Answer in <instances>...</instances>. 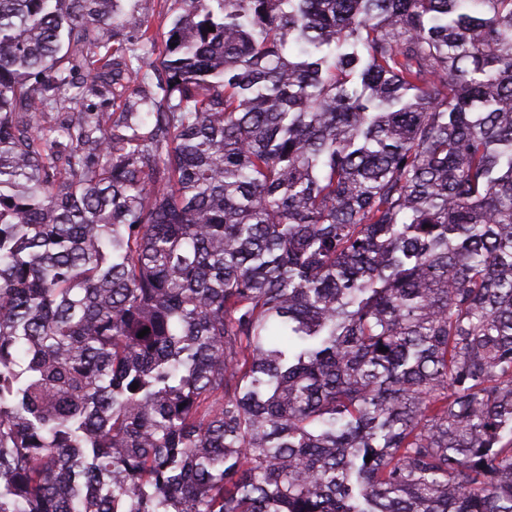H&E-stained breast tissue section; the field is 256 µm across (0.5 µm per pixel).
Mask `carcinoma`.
<instances>
[{
  "label": "carcinoma",
  "mask_w": 512,
  "mask_h": 512,
  "mask_svg": "<svg viewBox=\"0 0 512 512\" xmlns=\"http://www.w3.org/2000/svg\"><path fill=\"white\" fill-rule=\"evenodd\" d=\"M174 2L0 0V512H512V0ZM123 3L126 9H133L138 15L149 21L151 31L157 35L153 59L157 58L165 48L160 34L168 30L170 19L166 20L165 18L174 8L173 0H126Z\"/></svg>",
  "instance_id": "cac0c4a2"
}]
</instances>
